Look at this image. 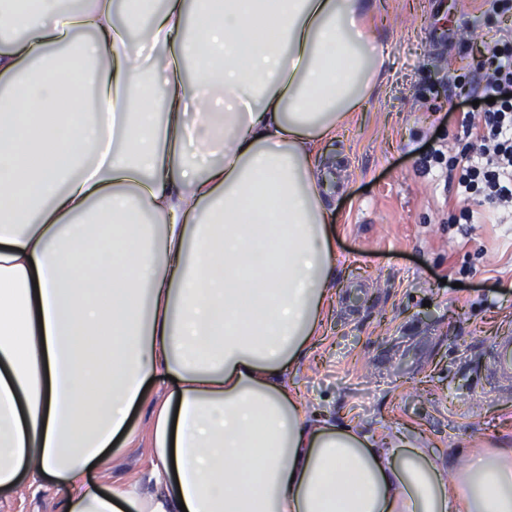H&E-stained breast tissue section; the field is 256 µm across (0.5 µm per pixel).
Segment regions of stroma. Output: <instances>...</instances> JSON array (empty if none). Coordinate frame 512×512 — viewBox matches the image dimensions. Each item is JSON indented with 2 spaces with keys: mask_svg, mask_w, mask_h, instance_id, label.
<instances>
[{
  "mask_svg": "<svg viewBox=\"0 0 512 512\" xmlns=\"http://www.w3.org/2000/svg\"><path fill=\"white\" fill-rule=\"evenodd\" d=\"M368 31L385 78L335 140L323 143L336 172L337 278L327 333L288 379L330 422L422 434L449 475L471 442L512 441V397L486 387L485 353L512 331V222L460 233L455 190L441 169L424 172L425 147L471 154L448 124L457 82L474 67L512 11L483 13L477 0H373ZM446 32L447 43L434 41ZM148 387L116 437L96 481L149 489L154 461ZM50 479L0 492V512H61Z\"/></svg>",
  "mask_w": 512,
  "mask_h": 512,
  "instance_id": "35a3bbf8",
  "label": "stroma"
}]
</instances>
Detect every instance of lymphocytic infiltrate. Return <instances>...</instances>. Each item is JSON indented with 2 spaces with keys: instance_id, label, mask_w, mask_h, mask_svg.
<instances>
[{
  "instance_id": "1",
  "label": "lymphocytic infiltrate",
  "mask_w": 512,
  "mask_h": 512,
  "mask_svg": "<svg viewBox=\"0 0 512 512\" xmlns=\"http://www.w3.org/2000/svg\"><path fill=\"white\" fill-rule=\"evenodd\" d=\"M485 59L478 62L474 89L463 92L458 113L464 136L471 138L475 154L458 172L457 199L468 224L479 218L466 209L474 195L486 198L495 211L512 208V33L493 37ZM482 124H475V111Z\"/></svg>"
}]
</instances>
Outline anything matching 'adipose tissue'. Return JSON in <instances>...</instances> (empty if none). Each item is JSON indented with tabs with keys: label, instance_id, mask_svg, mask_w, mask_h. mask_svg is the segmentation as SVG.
Segmentation results:
<instances>
[{
	"label": "adipose tissue",
	"instance_id": "ef3b65f1",
	"mask_svg": "<svg viewBox=\"0 0 512 512\" xmlns=\"http://www.w3.org/2000/svg\"><path fill=\"white\" fill-rule=\"evenodd\" d=\"M138 2L0 6L22 34L0 41V488L49 476L62 512H512V447L471 449L450 482L415 436L336 426L288 382L336 280L319 147L384 64L360 0H166L133 39ZM75 30L94 106L61 123L82 91L15 77ZM107 224L113 252L75 280ZM152 382L153 491L93 482Z\"/></svg>",
	"mask_w": 512,
	"mask_h": 512
}]
</instances>
